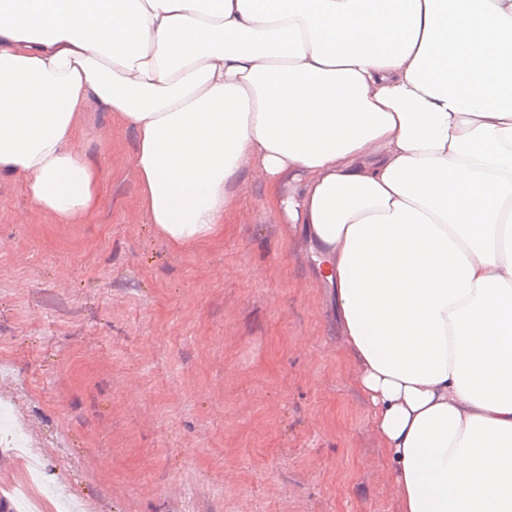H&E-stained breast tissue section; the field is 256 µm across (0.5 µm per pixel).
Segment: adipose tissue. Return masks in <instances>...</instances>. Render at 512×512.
I'll return each mask as SVG.
<instances>
[{
	"label": "adipose tissue",
	"instance_id": "obj_1",
	"mask_svg": "<svg viewBox=\"0 0 512 512\" xmlns=\"http://www.w3.org/2000/svg\"><path fill=\"white\" fill-rule=\"evenodd\" d=\"M91 99L173 247L245 175L302 225L400 512H512V0H0V174L62 224Z\"/></svg>",
	"mask_w": 512,
	"mask_h": 512
}]
</instances>
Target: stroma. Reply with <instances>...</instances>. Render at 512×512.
Listing matches in <instances>:
<instances>
[{
	"label": "stroma",
	"mask_w": 512,
	"mask_h": 512,
	"mask_svg": "<svg viewBox=\"0 0 512 512\" xmlns=\"http://www.w3.org/2000/svg\"><path fill=\"white\" fill-rule=\"evenodd\" d=\"M78 224L0 175V428L41 446L40 512H399L331 290L259 178L176 249L147 222L135 132L96 101Z\"/></svg>",
	"instance_id": "35a3bbf8"
}]
</instances>
